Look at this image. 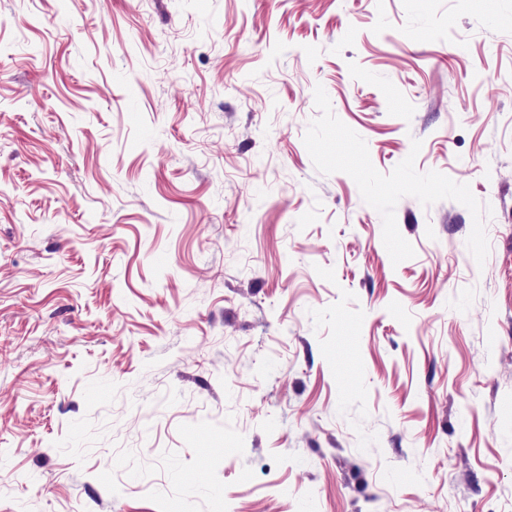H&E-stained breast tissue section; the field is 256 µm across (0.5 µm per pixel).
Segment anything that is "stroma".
<instances>
[{"instance_id":"stroma-1","label":"stroma","mask_w":512,"mask_h":512,"mask_svg":"<svg viewBox=\"0 0 512 512\" xmlns=\"http://www.w3.org/2000/svg\"><path fill=\"white\" fill-rule=\"evenodd\" d=\"M0 512H512V0H0Z\"/></svg>"}]
</instances>
